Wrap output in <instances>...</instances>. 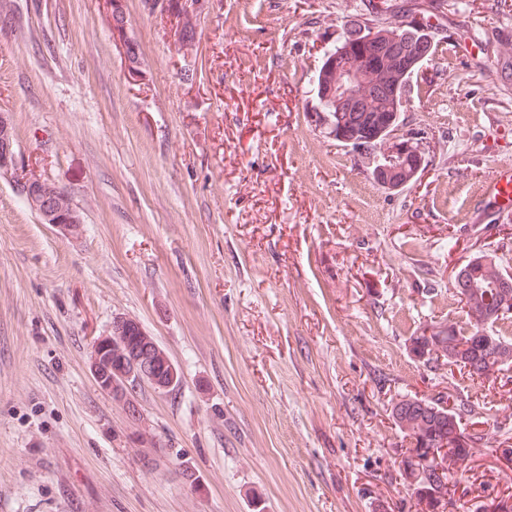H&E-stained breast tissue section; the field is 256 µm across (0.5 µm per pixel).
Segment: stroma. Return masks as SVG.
Here are the masks:
<instances>
[{
	"label": "stroma",
	"mask_w": 512,
	"mask_h": 512,
	"mask_svg": "<svg viewBox=\"0 0 512 512\" xmlns=\"http://www.w3.org/2000/svg\"><path fill=\"white\" fill-rule=\"evenodd\" d=\"M11 0L0 114L23 169L66 190L78 233L0 175V512H414L398 475L401 397L470 398L483 440L450 512L512 494V370H427L414 333L464 323L458 266L512 269V223L475 206L512 168V0H445L407 89L426 168L379 185L315 122L324 51L393 22L381 0ZM122 22H115V15ZM136 319L180 370L141 411L96 383L92 343ZM194 480H187L184 469ZM170 7L176 10V18L179 19L177 23V32L179 34V43L181 47L179 50L185 48L184 55L185 53L188 54L189 49L192 47L190 34L194 27L193 12L188 11L185 5L179 4V0L174 4H170ZM179 25L180 29L178 30Z\"/></svg>",
	"instance_id": "obj_1"
}]
</instances>
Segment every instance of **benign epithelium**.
Here are the masks:
<instances>
[{
    "mask_svg": "<svg viewBox=\"0 0 512 512\" xmlns=\"http://www.w3.org/2000/svg\"><path fill=\"white\" fill-rule=\"evenodd\" d=\"M340 61L333 67L336 73V96L341 98L339 105L346 108L357 106V100L365 97V88L383 82L388 85L396 79L397 61L390 53L377 55L376 61L357 70L352 66L354 58L341 51L332 57ZM18 168V155L11 127L7 119L0 114V173L8 174ZM17 189L23 195L32 210L47 224L64 231L76 233L80 230L81 219L69 196L58 190V196L51 199L43 195L39 186L25 179L17 182ZM140 334L142 342L138 351L133 353L129 371H112V350L121 347L122 340L131 332ZM91 369L99 387L127 402L128 413L138 415L136 405L127 400L126 394L132 393L142 385H149L159 392L170 389L177 380V367L135 319L119 317L112 322V331L108 336H100L93 341Z\"/></svg>",
    "mask_w": 512,
    "mask_h": 512,
    "instance_id": "benign-epithelium-1",
    "label": "benign epithelium"
}]
</instances>
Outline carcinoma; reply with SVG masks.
Returning <instances> with one entry per match:
<instances>
[{
  "mask_svg": "<svg viewBox=\"0 0 512 512\" xmlns=\"http://www.w3.org/2000/svg\"><path fill=\"white\" fill-rule=\"evenodd\" d=\"M172 8L180 25V47L189 50L193 13L177 2ZM404 35L405 44L395 49L405 61L404 76L397 87H373L371 102L356 112H346L321 101L322 111L316 113L317 120L331 129L338 144L353 148L365 146L372 151L386 148L379 160L372 161V172L374 179L389 189L410 185L424 169L419 145L396 138L395 131L402 123L403 95L422 65L419 48L429 41L417 27L404 31ZM395 162L407 168V180H393L389 167ZM460 273L469 284L459 290L467 326L450 322L436 325L428 333H416L409 337V351L432 370L455 366L471 377L493 382L496 373L512 366V343L493 331L494 324L502 318L497 297L505 292L512 301V274L496 261L483 260L481 255L470 259L460 268ZM441 402L442 399L433 397L403 398L398 400L399 407L392 416L403 440L407 441L402 452L405 468L399 469V476L404 481L409 472L414 478L406 487L411 492L415 512H447L455 504L457 483L452 481V471L438 474L436 468L447 456L464 463L482 441L481 434L468 432L461 426V414L474 412L475 405L459 400L445 408Z\"/></svg>",
  "mask_w": 512,
  "mask_h": 512,
  "instance_id": "1",
  "label": "carcinoma"
}]
</instances>
